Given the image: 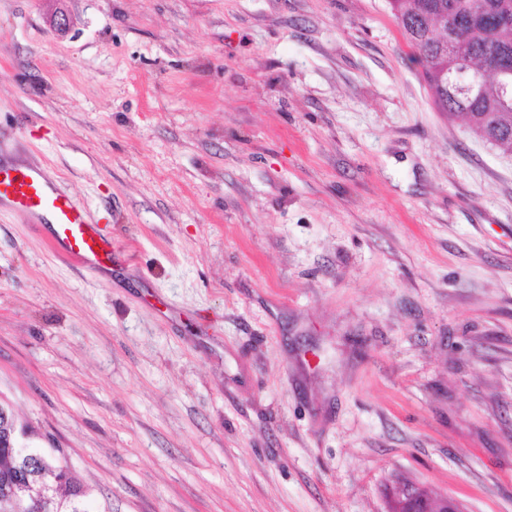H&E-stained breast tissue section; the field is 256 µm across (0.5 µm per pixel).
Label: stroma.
<instances>
[{"label": "stroma", "instance_id": "35a3bbf8", "mask_svg": "<svg viewBox=\"0 0 512 512\" xmlns=\"http://www.w3.org/2000/svg\"><path fill=\"white\" fill-rule=\"evenodd\" d=\"M0 160L123 254L0 210V402L95 504L512 512V153L387 0H0ZM0 176V206L46 220L53 228L56 251L88 268L101 269L112 262V240L91 221L87 209L58 188L40 166L0 164ZM416 486L405 484L399 487L390 500L388 512H431L428 510L431 503L435 507L433 512H464L461 505L456 500L448 498V495L433 496L425 488ZM423 490L426 491L424 495L418 496ZM390 506L410 511H391ZM418 508L423 511H415Z\"/></svg>", "mask_w": 512, "mask_h": 512}]
</instances>
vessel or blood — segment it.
<instances>
[{
  "instance_id": "vessel-or-blood-1",
  "label": "vessel or blood",
  "mask_w": 512,
  "mask_h": 512,
  "mask_svg": "<svg viewBox=\"0 0 512 512\" xmlns=\"http://www.w3.org/2000/svg\"><path fill=\"white\" fill-rule=\"evenodd\" d=\"M53 228L52 246L88 268H104L112 261V241L94 224L87 209L61 190L40 166L0 164V206Z\"/></svg>"
}]
</instances>
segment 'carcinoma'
<instances>
[{"instance_id":"carcinoma-1","label":"carcinoma","mask_w":512,"mask_h":512,"mask_svg":"<svg viewBox=\"0 0 512 512\" xmlns=\"http://www.w3.org/2000/svg\"><path fill=\"white\" fill-rule=\"evenodd\" d=\"M406 43L426 62L435 108L464 116L490 143L512 151V0H388ZM0 420V512H16L2 494L24 481L27 494L53 487L51 512H85L90 489L63 463L36 455Z\"/></svg>"}]
</instances>
